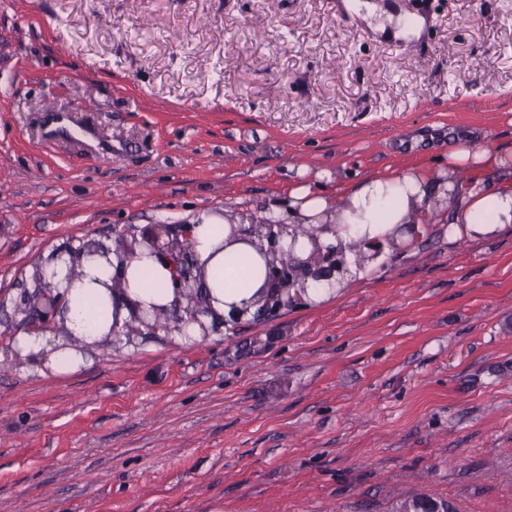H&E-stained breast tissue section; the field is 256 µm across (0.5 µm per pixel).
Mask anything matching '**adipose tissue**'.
Listing matches in <instances>:
<instances>
[{"label":"adipose tissue","mask_w":512,"mask_h":512,"mask_svg":"<svg viewBox=\"0 0 512 512\" xmlns=\"http://www.w3.org/2000/svg\"><path fill=\"white\" fill-rule=\"evenodd\" d=\"M499 175L497 186L485 181L487 172ZM453 198L455 213L448 223L452 237H489L512 224V169L501 152L459 148L448 155L447 167L430 172H396L373 175L357 182L332 205L327 196L304 183L291 194L287 210L271 208L269 218L292 224H332L335 233L323 235L322 245L344 248L351 261L350 275L360 278L376 269V262L355 266L350 245L369 239L382 245L409 242L425 232L436 205ZM228 220L200 213L191 226L189 247L203 263L204 286L211 308L219 317L232 308L256 312L255 292L270 286L269 266L258 248L230 238ZM82 274L69 280L65 263H45L44 272L64 295L66 335L21 329L11 338V348L30 367L41 373L70 374L84 366L89 352L112 339L114 330L128 323L132 307H180L173 288L174 266L170 259L145 251L124 265L82 260ZM119 278L123 295L113 299L107 287Z\"/></svg>","instance_id":"adipose-tissue-1"}]
</instances>
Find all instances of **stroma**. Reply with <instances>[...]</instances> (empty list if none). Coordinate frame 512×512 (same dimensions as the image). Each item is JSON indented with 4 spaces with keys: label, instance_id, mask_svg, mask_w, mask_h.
<instances>
[{
    "label": "stroma",
    "instance_id": "1",
    "mask_svg": "<svg viewBox=\"0 0 512 512\" xmlns=\"http://www.w3.org/2000/svg\"><path fill=\"white\" fill-rule=\"evenodd\" d=\"M0 0V512H512V224L448 225L322 303L20 371L38 264L263 215L458 148L512 168V0Z\"/></svg>",
    "mask_w": 512,
    "mask_h": 512
}]
</instances>
